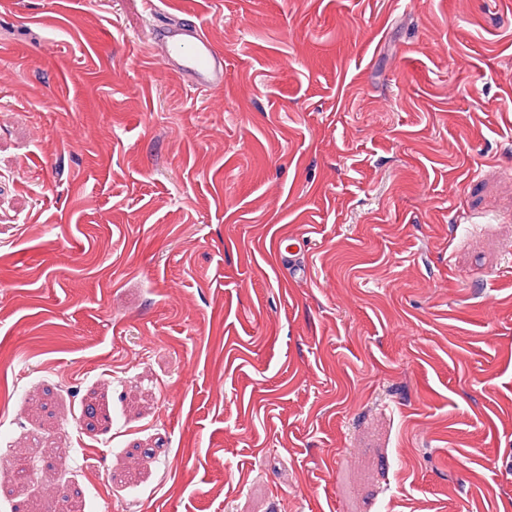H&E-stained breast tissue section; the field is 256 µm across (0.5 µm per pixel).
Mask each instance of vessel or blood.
Returning <instances> with one entry per match:
<instances>
[{
  "label": "vessel or blood",
  "mask_w": 512,
  "mask_h": 512,
  "mask_svg": "<svg viewBox=\"0 0 512 512\" xmlns=\"http://www.w3.org/2000/svg\"><path fill=\"white\" fill-rule=\"evenodd\" d=\"M156 22L151 40L164 67L198 89L224 87V54L215 49L196 22L164 12L157 0H146Z\"/></svg>",
  "instance_id": "1"
}]
</instances>
